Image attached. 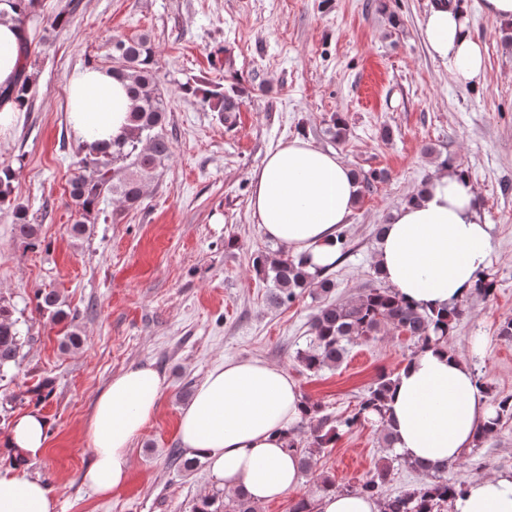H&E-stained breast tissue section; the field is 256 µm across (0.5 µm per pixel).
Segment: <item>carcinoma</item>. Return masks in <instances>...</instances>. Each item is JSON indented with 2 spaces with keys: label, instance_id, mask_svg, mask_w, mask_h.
Returning a JSON list of instances; mask_svg holds the SVG:
<instances>
[{
  "label": "carcinoma",
  "instance_id": "carcinoma-1",
  "mask_svg": "<svg viewBox=\"0 0 512 512\" xmlns=\"http://www.w3.org/2000/svg\"><path fill=\"white\" fill-rule=\"evenodd\" d=\"M15 14V21L24 25L34 15L37 0H0ZM111 55L115 66L112 74L126 83L132 102L129 126L123 140L94 147L80 145L83 156L77 161L78 173L69 181V197L80 216L71 225L75 237L83 235L91 217L103 211L102 204L108 197L116 198L124 209H138L144 197L146 181L165 166L172 154L168 134L169 103L159 90V77L155 53L150 35L112 38ZM184 94L199 96L208 102L217 119L228 125L236 119L242 88L237 85L224 90L220 85L210 88L195 81L180 84ZM325 134L337 143L347 139L348 128L342 115H331ZM351 175L359 186L358 196L370 193L374 184L384 179L383 174L353 170ZM13 170L0 165V203L12 205L16 235L32 249L41 246L37 225L30 222L26 207L11 204ZM256 273L270 284L268 304L278 307L293 302L302 291L313 285L320 294H332L336 283L324 268L314 272L308 269L304 256H286L282 252L268 253L256 258ZM36 307L50 313L56 322H68L61 348L80 345L81 337L74 330L78 317L75 312L63 308L58 294L53 290L35 292ZM462 315V309L454 307L446 314L420 310L398 298L391 288H368L351 302L325 301L313 315L309 336L304 348L297 351V360L308 372L317 373L325 368H337L344 361L348 346L358 339L386 335L392 331L410 336L415 345L414 353L444 344L450 345L454 323ZM24 338L14 318V309L0 301V380L18 364ZM396 382V376L382 374L366 391L355 411L334 423L324 413L322 405L307 399L301 423L307 425V436L300 431L288 433V449L298 456L301 474L312 470L315 456L334 447L340 429L350 430L364 423L378 422L382 426L383 442L387 450L393 449V433L387 418L388 394ZM496 414L482 428L477 442L494 435L503 421L512 418V396L494 399ZM402 460L424 473L427 480L420 487L394 494L389 490L392 469L389 462L375 467L372 474L359 484L355 491L377 500L382 512H440L443 504L452 502L461 484L448 479L450 464L434 467L402 455L394 454L391 461ZM193 512H260L259 503L239 492L220 500L219 494L205 496L195 504Z\"/></svg>",
  "mask_w": 512,
  "mask_h": 512
}]
</instances>
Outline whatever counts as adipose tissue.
<instances>
[{
  "label": "adipose tissue",
  "mask_w": 512,
  "mask_h": 512,
  "mask_svg": "<svg viewBox=\"0 0 512 512\" xmlns=\"http://www.w3.org/2000/svg\"><path fill=\"white\" fill-rule=\"evenodd\" d=\"M420 27L433 60L450 77L475 85L486 79L484 49L471 32L465 0H436ZM23 32L0 16V138L11 135L23 110L13 90L20 80ZM68 121L83 143L124 136L130 102L109 69L80 68L67 80ZM358 184L334 151L296 138L269 151L252 176L250 208L260 233L311 269L332 265L336 234L348 223ZM492 251L478 196L459 168L438 167L424 197L400 206L380 237L374 263L385 281L422 309L452 307L468 298ZM164 379L151 365L113 376L94 403L87 436L92 459L83 482L107 496L129 475L134 439L156 414ZM302 395L284 369L260 359L227 360L213 369L180 413L178 434L191 456L205 459L226 493L259 503L287 497L299 486L298 458L287 432L302 415ZM396 451L411 460L454 461L474 447L480 425L495 415L472 369L445 348L405 362L389 395ZM48 422L35 409L16 418L9 446L38 454ZM41 480L0 466V512H59ZM454 512H512V472L472 478L453 500Z\"/></svg>",
  "instance_id": "1"
}]
</instances>
